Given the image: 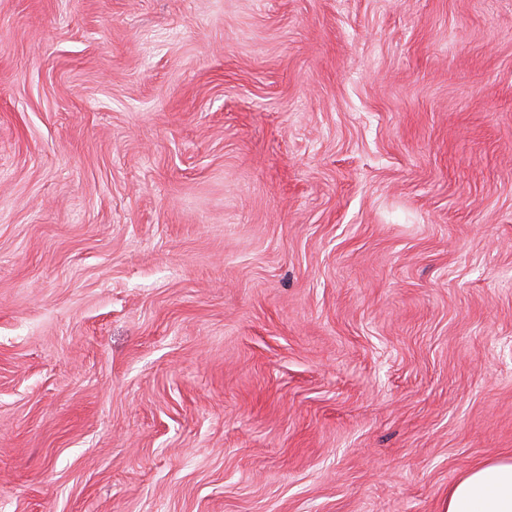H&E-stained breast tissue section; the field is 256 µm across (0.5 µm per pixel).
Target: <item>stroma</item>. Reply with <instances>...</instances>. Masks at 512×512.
<instances>
[{"label": "stroma", "instance_id": "1", "mask_svg": "<svg viewBox=\"0 0 512 512\" xmlns=\"http://www.w3.org/2000/svg\"><path fill=\"white\" fill-rule=\"evenodd\" d=\"M512 455V0H0V512H443Z\"/></svg>", "mask_w": 512, "mask_h": 512}]
</instances>
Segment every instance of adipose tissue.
<instances>
[{"mask_svg":"<svg viewBox=\"0 0 512 512\" xmlns=\"http://www.w3.org/2000/svg\"><path fill=\"white\" fill-rule=\"evenodd\" d=\"M444 512H512V458L473 465L449 485Z\"/></svg>","mask_w":512,"mask_h":512,"instance_id":"obj_1","label":"adipose tissue"}]
</instances>
